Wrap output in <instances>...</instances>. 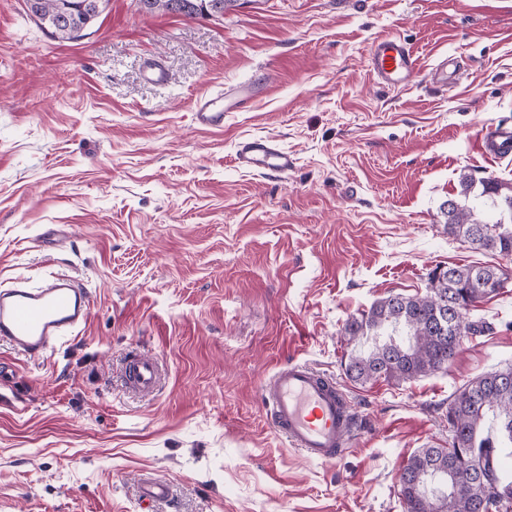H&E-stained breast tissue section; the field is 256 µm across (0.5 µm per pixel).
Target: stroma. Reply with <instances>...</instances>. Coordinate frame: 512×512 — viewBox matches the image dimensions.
Returning a JSON list of instances; mask_svg holds the SVG:
<instances>
[{
    "mask_svg": "<svg viewBox=\"0 0 512 512\" xmlns=\"http://www.w3.org/2000/svg\"><path fill=\"white\" fill-rule=\"evenodd\" d=\"M397 37L421 70L371 74ZM464 60L455 83L433 76ZM169 73L146 83L143 69ZM251 86L220 129L197 98ZM512 126V0H237L223 17L147 14L108 0L77 40L0 0V284L65 273L91 292L75 340L39 359L0 343V512H404L410 455L444 448L448 405L512 366V281L468 313L447 370L360 385L339 330L389 294H421L436 266L505 257L448 237L458 176L512 183L482 149ZM273 139L285 175L240 167L238 141ZM163 372L128 390L129 352ZM296 360L334 379L362 421L334 463L272 426L261 387ZM368 66L380 82L401 88L416 76L420 62L409 43L401 39L384 38L373 43L368 55ZM171 493L170 483L162 478H149L143 483L141 490L142 502L148 504L169 499Z\"/></svg>",
    "mask_w": 512,
    "mask_h": 512,
    "instance_id": "1",
    "label": "stroma"
}]
</instances>
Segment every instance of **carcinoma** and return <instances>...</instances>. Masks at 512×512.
Instances as JSON below:
<instances>
[{"instance_id": "obj_1", "label": "carcinoma", "mask_w": 512, "mask_h": 512, "mask_svg": "<svg viewBox=\"0 0 512 512\" xmlns=\"http://www.w3.org/2000/svg\"><path fill=\"white\" fill-rule=\"evenodd\" d=\"M74 5L69 21L61 23L58 5ZM185 17L203 14L204 6L222 10L234 0H179ZM26 12L41 13L44 29L60 40L78 38L76 31L92 25L106 0H25ZM458 197L442 203L444 229L480 249L512 256V186L496 178L479 182L459 175ZM495 266L450 265L428 274L423 295L391 294L374 302L340 330L352 350L347 376L366 384L380 377L410 381L448 367L463 338L481 336L490 326L465 315L442 311L441 304L464 297L470 306L502 289ZM451 433L448 448L414 452L399 479L405 512H507L512 507V474L497 458L512 455V367L468 381L448 407ZM484 464L478 475L455 482L462 458Z\"/></svg>"}]
</instances>
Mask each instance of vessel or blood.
Returning a JSON list of instances; mask_svg holds the SVG:
<instances>
[{
	"instance_id": "vessel-or-blood-1",
	"label": "vessel or blood",
	"mask_w": 512,
	"mask_h": 512,
	"mask_svg": "<svg viewBox=\"0 0 512 512\" xmlns=\"http://www.w3.org/2000/svg\"><path fill=\"white\" fill-rule=\"evenodd\" d=\"M368 66L380 82L401 88L416 76L420 62L409 43L384 38L373 43ZM250 96V89H237L224 110L218 108L217 97H201L196 102L195 120L203 128L222 127L225 111L246 109ZM483 146L494 155H511L512 127L487 131ZM236 156L242 167L260 173L285 174L293 167L288 152L268 138L241 140ZM90 306L89 289L70 276L15 279L0 289V342L23 356L41 357L85 325ZM127 369L133 389L150 392L158 387L161 369L151 357L135 354ZM262 397L273 427L307 459L331 463L348 451L357 431L355 415L335 382L325 375L299 362L278 367L263 383ZM170 493L169 482L156 477L144 481L141 497L151 504L169 499Z\"/></svg>"
}]
</instances>
